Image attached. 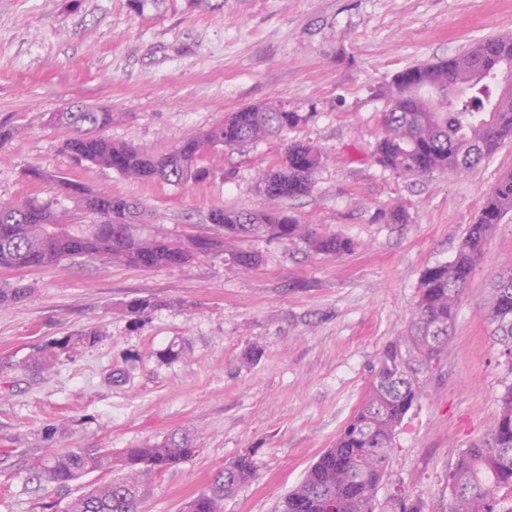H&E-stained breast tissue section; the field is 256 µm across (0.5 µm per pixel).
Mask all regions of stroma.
I'll list each match as a JSON object with an SVG mask.
<instances>
[{
	"instance_id": "stroma-1",
	"label": "stroma",
	"mask_w": 512,
	"mask_h": 512,
	"mask_svg": "<svg viewBox=\"0 0 512 512\" xmlns=\"http://www.w3.org/2000/svg\"><path fill=\"white\" fill-rule=\"evenodd\" d=\"M509 34L512 0H166L141 14L129 0H0V121L17 129L0 161V198L73 213L56 183L27 177L35 167L138 199L144 224L184 241L214 234L211 210L264 207L260 174L303 142L323 163L311 193L279 207L354 244L326 257L299 240L237 241L260 257L250 269L220 256L174 269L99 259L0 269V286L32 288L0 308V512H62L108 481L101 472L63 486L32 480L28 459L47 447L122 450L174 433L194 438L199 453L149 478L140 512H183L247 452L257 476L221 512H277L334 445L382 349L403 334L423 272L454 258L487 193L512 173V142L463 173L382 168L373 149L388 103L378 91L409 66ZM81 104L112 109L105 137L157 153L249 105L302 120L245 151L213 153V177L181 187L76 164L65 131L45 116ZM394 206L406 223H387ZM511 262L512 212L477 263L423 398L396 431L376 512H391L396 498L446 512L450 468L493 428L512 364L484 310L493 277ZM135 299L161 306L135 321L124 311ZM90 328L100 341L53 371L23 368L44 340ZM172 343L182 355L168 362L160 353ZM249 349L257 357L245 358Z\"/></svg>"
}]
</instances>
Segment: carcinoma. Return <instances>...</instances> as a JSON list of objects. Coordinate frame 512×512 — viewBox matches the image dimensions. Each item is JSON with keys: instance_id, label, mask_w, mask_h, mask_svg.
Wrapping results in <instances>:
<instances>
[{"instance_id": "1", "label": "carcinoma", "mask_w": 512, "mask_h": 512, "mask_svg": "<svg viewBox=\"0 0 512 512\" xmlns=\"http://www.w3.org/2000/svg\"><path fill=\"white\" fill-rule=\"evenodd\" d=\"M389 108L382 113L383 134L376 142V162L400 175L418 178L435 172L461 173L512 141V37L485 39L463 55L418 64L396 73L385 88ZM106 107L78 106L52 112L48 123L69 132L63 147L80 161L110 169L124 177L162 179L175 186L211 177L202 150L241 149L277 136L297 125L301 116L282 108L247 106L168 153L115 144L102 131L112 126ZM322 154L304 143L288 145L276 168L262 176L261 192L269 201L309 194ZM32 180L51 179L75 203L90 224H66L49 205L34 200L0 199V268L39 269L63 259L102 258L147 269H172L200 256L225 253L233 263L251 268L258 255L230 249L211 236L172 241L137 233L135 221L143 205L133 199L93 191L80 183L38 168ZM512 211V174L489 191L478 220L469 225L453 260L423 273L419 298L404 334L380 353L360 406L336 438L309 469L302 483L289 492L279 512H375L379 487L387 476L397 427L423 397L421 374L447 350L461 294L502 218ZM108 216L110 224L93 220ZM210 223L230 239L271 237L283 242L302 240L314 252L335 257L353 244L334 234H318L308 224L271 207L214 209ZM26 285L0 287V305L25 300ZM486 321L503 353L512 362V264L496 275ZM97 330L48 339L27 358L24 368L37 373L54 369L77 345L100 339ZM199 452L186 434L172 435L141 448L114 452L110 448H48L30 464L40 483L65 485L91 472L125 476L100 483L71 500L65 512H138L144 479L190 460ZM256 478L249 453L220 472L210 488L192 498L187 512H220V503ZM448 512H502L512 499V387L500 397L491 433L458 454L448 475Z\"/></svg>"}]
</instances>
